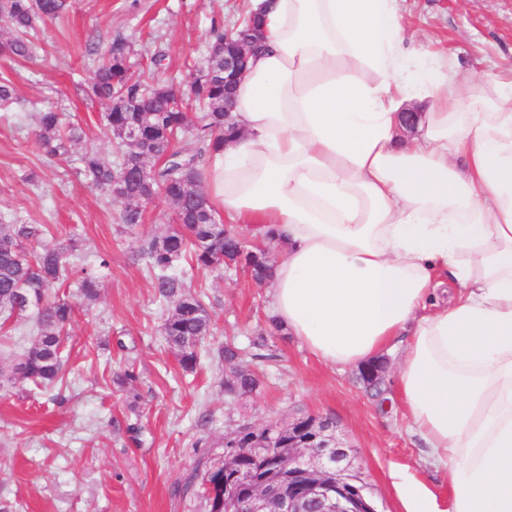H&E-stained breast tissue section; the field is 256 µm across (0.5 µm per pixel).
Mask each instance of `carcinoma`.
Masks as SVG:
<instances>
[{"label": "carcinoma", "mask_w": 512, "mask_h": 512, "mask_svg": "<svg viewBox=\"0 0 512 512\" xmlns=\"http://www.w3.org/2000/svg\"><path fill=\"white\" fill-rule=\"evenodd\" d=\"M64 9L65 0H0V16L10 24V36L0 38V53L15 60L33 58L38 50L30 36L35 20L58 18ZM88 95L106 107L103 120L119 160L114 164L87 150L80 156L83 176L122 204L120 219L130 230L141 224L146 200L162 196L175 207L178 228L143 241L137 256L153 271V288L165 305V343L184 371L192 372L200 362L202 343L211 334L212 319L204 295L187 291L176 266L189 256L201 268L244 265L255 278L264 279L272 263L269 250L246 249L241 238L220 222L205 191L208 160L223 148L224 126L230 125L224 121V32L213 30L206 64L197 70L186 95H176L165 83L145 86L137 80L121 40L98 55ZM194 105L205 110L197 125L188 115ZM132 132L136 136H130ZM187 132L192 142L182 147ZM81 134L82 128L65 124L59 112L47 109L36 116V143L49 161L68 157ZM48 233L46 224L0 222V324L26 317L36 333L12 374L0 372V383H9L18 374L35 392L56 386L66 375L63 348L73 306L57 288L73 277L82 300L93 304L99 296L100 271L109 266L102 257L96 268H77L71 261L77 241L72 238L66 246L45 244ZM212 360L224 367V391L229 397L259 387L258 374L239 364L234 344L219 348ZM211 471L209 462H198L181 490L201 494L208 512H221L219 496H211L208 488Z\"/></svg>", "instance_id": "obj_1"}]
</instances>
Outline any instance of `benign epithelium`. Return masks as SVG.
Listing matches in <instances>:
<instances>
[{"instance_id": "1", "label": "benign epithelium", "mask_w": 512, "mask_h": 512, "mask_svg": "<svg viewBox=\"0 0 512 512\" xmlns=\"http://www.w3.org/2000/svg\"><path fill=\"white\" fill-rule=\"evenodd\" d=\"M252 31L224 32V83L238 82L253 51ZM281 444L259 454L261 469L241 463L235 444L224 452V512H377L355 471L352 449L315 415H301L279 434Z\"/></svg>"}]
</instances>
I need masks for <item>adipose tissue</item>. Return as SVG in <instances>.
<instances>
[{"mask_svg": "<svg viewBox=\"0 0 512 512\" xmlns=\"http://www.w3.org/2000/svg\"><path fill=\"white\" fill-rule=\"evenodd\" d=\"M264 36L206 189L278 245L269 306L330 365L401 345L444 512H512V77L406 48L396 0H256ZM427 101L420 138L402 114Z\"/></svg>", "mask_w": 512, "mask_h": 512, "instance_id": "obj_1", "label": "adipose tissue"}]
</instances>
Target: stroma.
<instances>
[{
    "label": "stroma",
    "instance_id": "stroma-1",
    "mask_svg": "<svg viewBox=\"0 0 512 512\" xmlns=\"http://www.w3.org/2000/svg\"><path fill=\"white\" fill-rule=\"evenodd\" d=\"M398 4L424 58L448 52L461 72L512 74V0ZM252 6V0H67L62 17L37 21L36 58L0 56V74L16 89L14 103L0 109V218L48 225L52 245L77 239L75 265L110 260L99 300L75 311L67 381L36 395L19 379L0 388L6 512H204L203 501L177 490L200 459H223L225 441L242 424H285L303 414L332 422L379 512H405L396 487L401 475L447 499L442 470L426 461L397 397L400 350L377 357V384L368 386L361 367L324 363L276 328L264 284L243 269H193L186 282L204 295L214 322L205 349L234 341L241 361L259 366L262 376L256 391L231 399L223 372L208 358L183 373L162 336L152 274L133 257L142 239L174 228L173 205L153 200L143 223L125 231L119 204L78 174V152L47 165L34 143L33 115L51 108L83 128L81 150L113 158L103 107L84 93L89 47L124 40L142 81L185 90L208 56L212 27L233 29ZM157 51L165 60L155 72L148 62ZM127 367L137 379L118 385L116 375Z\"/></svg>",
    "mask_w": 512,
    "mask_h": 512
}]
</instances>
